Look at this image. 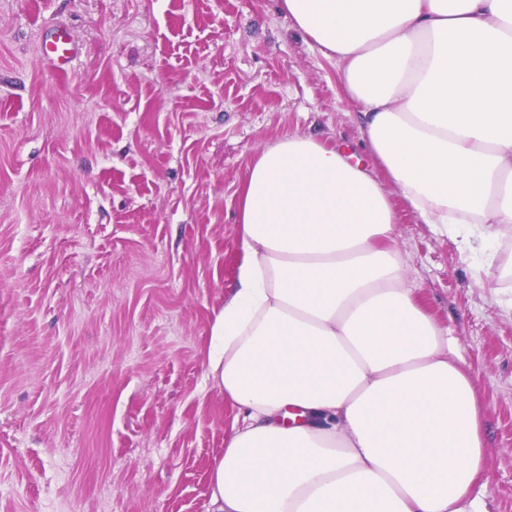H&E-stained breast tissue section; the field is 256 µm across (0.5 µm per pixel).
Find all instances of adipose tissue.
<instances>
[{
    "label": "adipose tissue",
    "mask_w": 512,
    "mask_h": 512,
    "mask_svg": "<svg viewBox=\"0 0 512 512\" xmlns=\"http://www.w3.org/2000/svg\"><path fill=\"white\" fill-rule=\"evenodd\" d=\"M336 58L361 136L408 208L484 240L512 224V0H280ZM206 372L238 410L208 512H488L481 414L403 285L399 214L351 154L263 150Z\"/></svg>",
    "instance_id": "adipose-tissue-1"
}]
</instances>
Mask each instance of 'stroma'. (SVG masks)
Returning a JSON list of instances; mask_svg holds the SVG:
<instances>
[{
  "mask_svg": "<svg viewBox=\"0 0 512 512\" xmlns=\"http://www.w3.org/2000/svg\"><path fill=\"white\" fill-rule=\"evenodd\" d=\"M80 44L51 76L38 35ZM287 134L349 146L457 345L512 512V229L468 250L361 146L342 68L278 0H0V512H207L237 409L204 363L241 258L239 193Z\"/></svg>",
  "mask_w": 512,
  "mask_h": 512,
  "instance_id": "stroma-1",
  "label": "stroma"
}]
</instances>
